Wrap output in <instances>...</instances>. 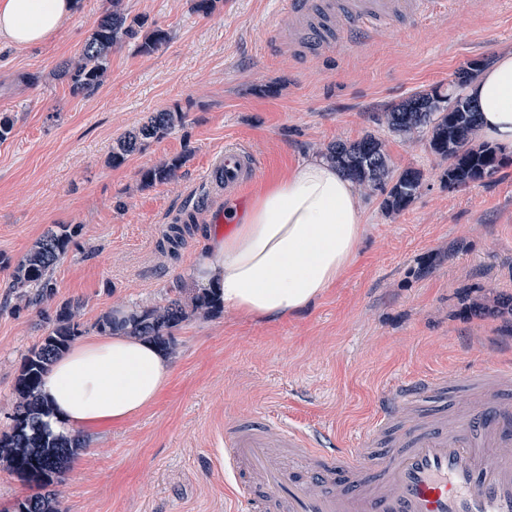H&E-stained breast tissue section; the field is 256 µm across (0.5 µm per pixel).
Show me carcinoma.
<instances>
[{"label":"carcinoma","instance_id":"obj_1","mask_svg":"<svg viewBox=\"0 0 512 512\" xmlns=\"http://www.w3.org/2000/svg\"><path fill=\"white\" fill-rule=\"evenodd\" d=\"M99 21L82 45L77 60L64 62L58 76L68 81L74 94H91L104 82L112 47L127 38H135L147 20L126 13L122 0H106ZM167 41L161 29L147 32L140 51L150 53ZM474 67L462 68L448 92L436 86L427 92L414 93L381 113L378 122L403 141L427 138L431 152L448 162L444 171L448 187L456 188L481 182L496 174L500 159L496 149L475 145L479 118L476 107L465 95L464 87ZM185 113L162 110L112 144L109 161L114 166L157 142L182 125ZM323 156L365 194L379 192L382 205L391 212L406 209L416 198L422 185V172L413 167L393 169L386 142L373 133L353 140H338L326 146ZM182 165L175 157L154 165L142 173L146 186L172 180ZM78 227L55 224L38 239L31 249L13 265L12 287L22 296L40 303L55 294L52 274L67 254ZM80 305L63 302L57 306L53 326L32 346L24 358L16 380V405L9 430L0 432V462L14 473L34 484L40 492L18 501L13 512H61L55 486L62 482L70 465L83 448L80 436L67 438L52 434L42 422L44 404L38 393L39 384L54 361L63 355L83 331L79 323ZM224 309L215 290L200 288L191 297L180 295L151 307H138L123 316L106 313L96 323L102 333L121 331L140 336L167 349L173 342L174 330L196 316H213Z\"/></svg>","mask_w":512,"mask_h":512}]
</instances>
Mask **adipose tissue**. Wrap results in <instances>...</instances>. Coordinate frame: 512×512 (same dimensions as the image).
Masks as SVG:
<instances>
[{
	"label": "adipose tissue",
	"instance_id": "1",
	"mask_svg": "<svg viewBox=\"0 0 512 512\" xmlns=\"http://www.w3.org/2000/svg\"><path fill=\"white\" fill-rule=\"evenodd\" d=\"M75 0H0V41L23 49L47 41L72 18ZM480 133L512 151V52L468 84ZM224 218L234 230L212 239L198 259V287L214 288L226 308L266 319L302 309L353 263L364 237L355 187L333 163L314 158L257 192L248 215ZM173 364L154 343L122 332L77 339L41 385L56 435L120 426L155 402Z\"/></svg>",
	"mask_w": 512,
	"mask_h": 512
}]
</instances>
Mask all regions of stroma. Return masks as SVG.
I'll use <instances>...</instances> for the list:
<instances>
[{"mask_svg": "<svg viewBox=\"0 0 512 512\" xmlns=\"http://www.w3.org/2000/svg\"><path fill=\"white\" fill-rule=\"evenodd\" d=\"M168 40L146 54L116 46L102 87L71 94L59 65L76 57L105 0H77L48 42L18 50L0 42V113L15 118L0 143V431L28 350L51 327L57 304H80L95 332L111 310L163 303L193 289L192 269L217 218L250 205L265 182L338 139L372 131L395 167L421 170L423 187L402 212L358 194L364 239L341 279L306 308L274 319L227 309L187 321L174 336L175 368L158 400L123 426L86 440L58 486L63 512H235L224 471L229 418L283 417L320 424L357 444L390 383L426 373L456 376L512 350V155L492 178L448 188L445 162L426 139L402 142L379 125L388 105L448 86L470 62L512 50V0H468L438 19L395 23L363 47L305 62L265 48L288 27L278 0H221L210 16L193 0H123ZM186 119L118 167L112 144L150 113ZM260 164L238 193L217 195L177 255L160 242L203 187L225 146ZM182 158L176 176L151 187L143 170ZM55 224L80 231L55 270L53 299L33 306L12 286L11 266Z\"/></svg>", "mask_w": 512, "mask_h": 512, "instance_id": "obj_1", "label": "stroma"}]
</instances>
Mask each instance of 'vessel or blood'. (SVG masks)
<instances>
[{
	"instance_id": "vessel-or-blood-1",
	"label": "vessel or blood",
	"mask_w": 512,
	"mask_h": 512,
	"mask_svg": "<svg viewBox=\"0 0 512 512\" xmlns=\"http://www.w3.org/2000/svg\"><path fill=\"white\" fill-rule=\"evenodd\" d=\"M445 0H288L294 31L272 48L303 56L344 51L397 20L442 11ZM242 150L219 155L225 190L252 177ZM360 447L284 419L224 427V469L249 512H512V362L390 385Z\"/></svg>"
}]
</instances>
